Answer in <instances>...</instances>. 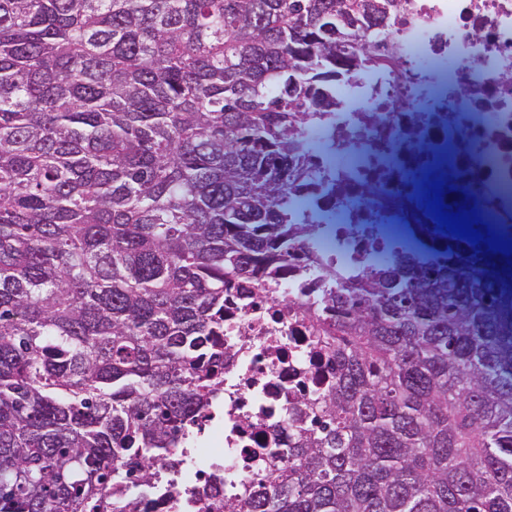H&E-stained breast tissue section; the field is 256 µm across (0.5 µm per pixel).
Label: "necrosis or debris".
I'll return each instance as SVG.
<instances>
[{
  "mask_svg": "<svg viewBox=\"0 0 512 512\" xmlns=\"http://www.w3.org/2000/svg\"><path fill=\"white\" fill-rule=\"evenodd\" d=\"M380 51L393 69L336 91L366 116L340 112L306 130L322 181L348 187L332 206L296 200L315 228L310 250L345 278L390 258L416 225L436 231L422 196L428 179L449 186L443 204L476 209L512 241V0H410ZM313 277L298 272L267 299L227 305L222 414L159 468L153 512H202L197 492L208 483L231 500L257 480L279 444L273 424L326 373L302 314L323 294L309 288Z\"/></svg>",
  "mask_w": 512,
  "mask_h": 512,
  "instance_id": "1",
  "label": "necrosis or debris"
}]
</instances>
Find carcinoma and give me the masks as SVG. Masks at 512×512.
Returning <instances> with one entry per match:
<instances>
[{"label":"carcinoma","instance_id":"carcinoma-1","mask_svg":"<svg viewBox=\"0 0 512 512\" xmlns=\"http://www.w3.org/2000/svg\"><path fill=\"white\" fill-rule=\"evenodd\" d=\"M408 0H0V512H133L224 389V302L305 261V128ZM222 512H512V266L403 248L312 314Z\"/></svg>","mask_w":512,"mask_h":512}]
</instances>
